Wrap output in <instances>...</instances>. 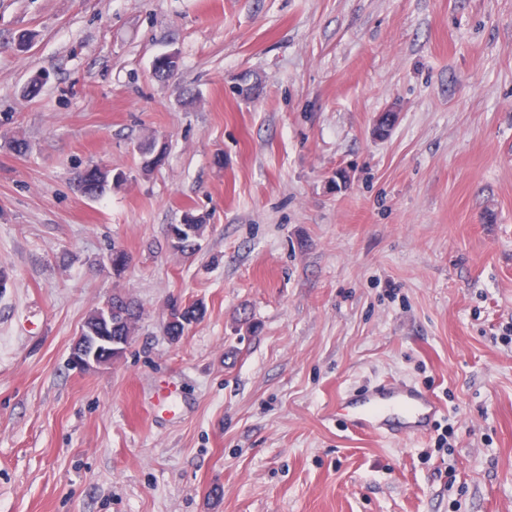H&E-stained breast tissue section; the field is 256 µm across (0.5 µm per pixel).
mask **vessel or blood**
I'll list each match as a JSON object with an SVG mask.
<instances>
[{"instance_id":"b4317fda","label":"vessel or blood","mask_w":512,"mask_h":512,"mask_svg":"<svg viewBox=\"0 0 512 512\" xmlns=\"http://www.w3.org/2000/svg\"><path fill=\"white\" fill-rule=\"evenodd\" d=\"M343 406L348 411V427L352 432L396 437L429 433L442 411L433 395L400 382L365 389L358 399H344Z\"/></svg>"}]
</instances>
